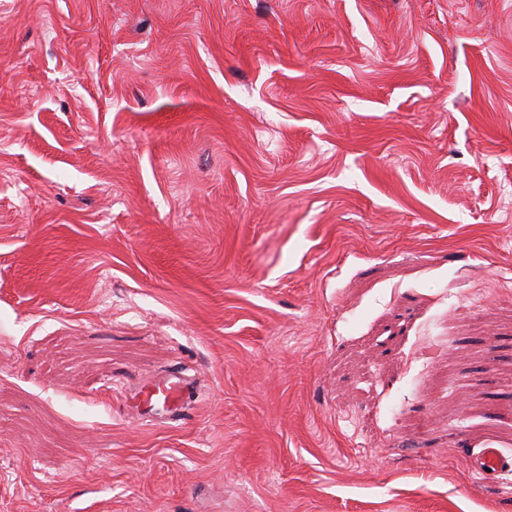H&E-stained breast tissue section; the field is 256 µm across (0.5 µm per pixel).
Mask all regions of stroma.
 <instances>
[{
    "mask_svg": "<svg viewBox=\"0 0 512 512\" xmlns=\"http://www.w3.org/2000/svg\"><path fill=\"white\" fill-rule=\"evenodd\" d=\"M483 448L512 0H0V512H512ZM187 371L183 367H174L141 387L137 400L143 405L147 418L170 422L182 419L185 402L195 394L193 380Z\"/></svg>",
    "mask_w": 512,
    "mask_h": 512,
    "instance_id": "1",
    "label": "stroma"
}]
</instances>
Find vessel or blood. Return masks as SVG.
Masks as SVG:
<instances>
[{"label":"vessel or blood","instance_id":"vessel-or-blood-1","mask_svg":"<svg viewBox=\"0 0 512 512\" xmlns=\"http://www.w3.org/2000/svg\"><path fill=\"white\" fill-rule=\"evenodd\" d=\"M194 394L193 380L186 368L175 367L144 384L138 401L148 418L176 422L182 418L185 402ZM473 465L478 470L487 469L494 474L512 468V463L496 448L481 449L474 457Z\"/></svg>","mask_w":512,"mask_h":512}]
</instances>
